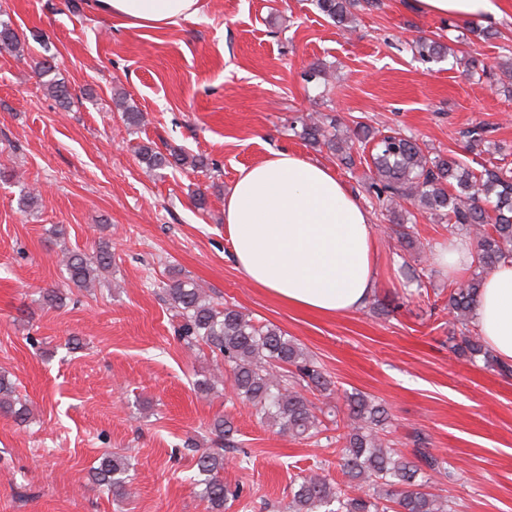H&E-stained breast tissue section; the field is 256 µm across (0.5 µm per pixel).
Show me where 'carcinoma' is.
<instances>
[{
    "instance_id": "carcinoma-1",
    "label": "carcinoma",
    "mask_w": 512,
    "mask_h": 512,
    "mask_svg": "<svg viewBox=\"0 0 512 512\" xmlns=\"http://www.w3.org/2000/svg\"><path fill=\"white\" fill-rule=\"evenodd\" d=\"M317 10L344 31L352 29L353 9L361 0H312ZM0 49L23 50L19 35L7 21L0 20ZM423 61H439L445 51L437 41L419 37L411 45ZM52 67L39 63L43 85L59 104L68 103L65 84L50 77ZM298 135L314 147H326L336 154L340 165L356 166V154L371 150L367 164L366 191L377 205L389 213L395 233L409 257L421 253L424 245L414 236L409 207H420L448 221L452 230H464L475 240V270L471 277L448 285V312L453 329L448 351L458 358L479 356L501 375H512V366L503 364L485 348L481 336L470 329V319L483 286L485 274L499 263L512 259V168L507 165L482 167L475 173L454 158L431 155L416 137L405 132L371 130L359 124L352 134L338 139L336 118L312 114L299 119ZM146 168L155 171L179 168L188 157L181 153L163 154L151 146L139 149ZM63 265L69 283L79 288L94 285L98 272L112 266V247L102 243L88 255L81 251L63 252ZM162 290L175 315L182 319L179 340L189 349L202 345L222 356L224 370L196 381L202 394L229 380L237 396L253 409L261 424L278 428L296 439H311L322 432L323 421L307 393L330 390V381L300 344L278 327L258 325L241 311L223 306L205 294L189 277L172 276ZM346 432L338 466L347 479L348 492L334 487L324 475L301 476L291 489L285 512H458L450 496L426 491L431 477H452L447 462L429 448L427 435L415 429L409 435L411 455L390 446L386 439L389 413L369 396L355 392L347 396ZM0 413L16 423L27 421L29 410L15 395V382L0 374ZM211 433L235 447L232 422L215 419ZM127 457L105 455L94 470V480L113 496L126 495ZM200 495L211 512H224V506L242 497V489L224 483V454L203 450L196 459Z\"/></svg>"
}]
</instances>
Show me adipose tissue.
<instances>
[{"mask_svg":"<svg viewBox=\"0 0 512 512\" xmlns=\"http://www.w3.org/2000/svg\"><path fill=\"white\" fill-rule=\"evenodd\" d=\"M420 12L491 22L501 0H415ZM202 0H92L101 14L134 27H165L196 17ZM224 224L236 267L282 303L321 316L352 313L376 285L375 231L359 197L334 172L279 150L241 169L224 198ZM485 343L512 362V261L489 272L473 311Z\"/></svg>","mask_w":512,"mask_h":512,"instance_id":"1","label":"adipose tissue"}]
</instances>
